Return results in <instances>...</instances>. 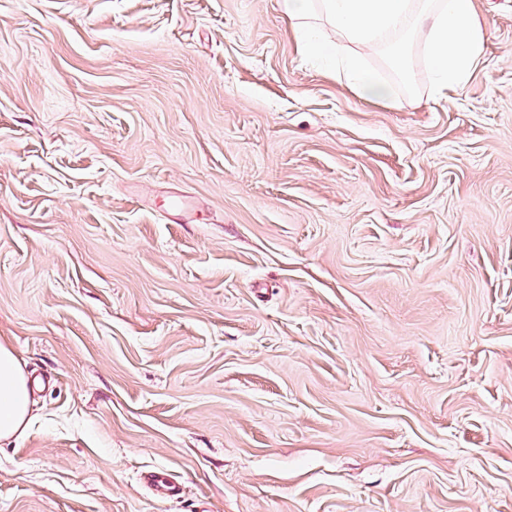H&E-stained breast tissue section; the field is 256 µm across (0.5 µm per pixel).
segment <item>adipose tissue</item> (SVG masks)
Instances as JSON below:
<instances>
[{"label":"adipose tissue","mask_w":512,"mask_h":512,"mask_svg":"<svg viewBox=\"0 0 512 512\" xmlns=\"http://www.w3.org/2000/svg\"><path fill=\"white\" fill-rule=\"evenodd\" d=\"M292 33L303 52L332 56L336 47L316 42L308 17L320 13L349 42L365 45L389 40L390 54L404 66L406 39L426 34V51L435 86L463 87L483 55L485 30L475 0H283ZM342 74L348 85L368 99L392 97L390 85L367 72L358 56H348ZM28 379L20 361L0 342V440L22 435L30 424Z\"/></svg>","instance_id":"1"}]
</instances>
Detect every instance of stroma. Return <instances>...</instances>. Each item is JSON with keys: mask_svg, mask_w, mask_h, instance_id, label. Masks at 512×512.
Returning <instances> with one entry per match:
<instances>
[{"mask_svg": "<svg viewBox=\"0 0 512 512\" xmlns=\"http://www.w3.org/2000/svg\"><path fill=\"white\" fill-rule=\"evenodd\" d=\"M476 7L438 94L424 34L404 79L321 20L314 59L282 0H0V512H512V0ZM342 74L347 84L368 99L386 100L393 96L392 87L367 72L356 55L348 56ZM30 412L27 376L11 347L0 342V440L22 435ZM142 483L160 499L174 500L182 494V483L166 471H147L141 476Z\"/></svg>", "mask_w": 512, "mask_h": 512, "instance_id": "obj_1", "label": "stroma"}]
</instances>
